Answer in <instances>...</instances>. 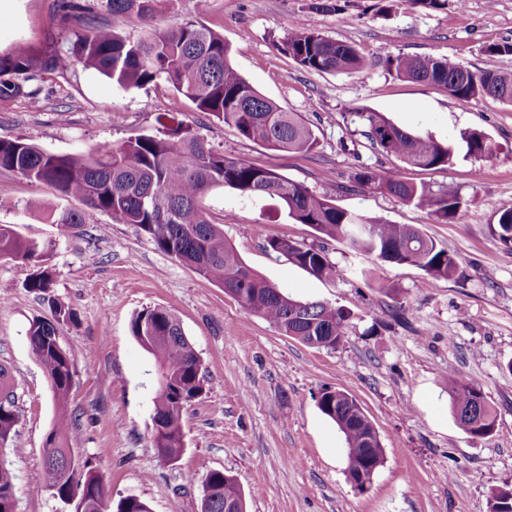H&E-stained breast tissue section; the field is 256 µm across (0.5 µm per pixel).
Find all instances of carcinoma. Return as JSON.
<instances>
[{
    "label": "carcinoma",
    "mask_w": 512,
    "mask_h": 512,
    "mask_svg": "<svg viewBox=\"0 0 512 512\" xmlns=\"http://www.w3.org/2000/svg\"><path fill=\"white\" fill-rule=\"evenodd\" d=\"M160 0H59L63 22L79 24L71 47L49 48L34 54L25 44L0 58V72L16 80L0 82V97L25 94L36 100L30 86L48 74L65 75L78 61L123 88L163 81L174 91L170 109L160 114L162 130L118 144L99 146L84 155H62L40 149L22 139H0V169L31 182L52 186L60 194L79 200L92 211L134 225L165 254L193 268L202 278L223 288L246 310L263 317L282 334L303 343L316 341L334 349L350 328L351 313L328 302L298 301L258 275L224 238V225L213 223L203 200L214 188H230L248 199L273 201L277 211L295 224L308 225L324 240L343 244L352 252L371 255L381 262L408 264L435 279H448L459 267L456 257L441 248L421 228L387 224L336 207L306 186L273 169L256 166L208 147L179 120L183 102L216 118L241 136L273 150L308 152L316 136L300 115L288 112L260 94L231 65L230 48L218 33L186 22L130 39L95 22L96 14H132L148 26ZM282 50L301 68L313 72L353 74L382 65L401 79L445 86L458 99L491 96L512 103V70L475 73L448 58L432 56H380L368 62L351 45L331 40L298 26L282 42ZM362 135L371 149L421 169L452 163L450 145L431 136L411 133L380 112L357 110ZM467 155L490 153L487 136L471 131L462 136ZM354 183L385 191L403 204L426 210L439 224L455 217L462 204L453 186L433 190L403 176V170L378 172L366 163L354 166ZM56 236L43 243L20 237L9 224H0V259L32 268L25 286L47 305L51 319H35L28 330L30 348L51 383L55 422L47 437L54 458L45 463L47 489L61 499L95 504L105 484L102 477L76 457L70 443L76 434V415L70 408L75 365L72 353L59 343L58 325L74 319L73 309L56 297L54 277L44 266L59 242L80 232L85 213L64 210L55 217ZM495 239L512 243V207L501 210L492 230ZM268 249L284 256L319 279L336 278V267L325 247L268 241ZM137 342L154 359L157 389L153 401L151 444L167 454L183 448L182 416L185 407L205 391L201 361L176 317L163 307H149L132 320ZM0 447L16 433L22 416L8 369L0 365ZM448 395L458 425L473 436L494 431L495 417L482 386L448 375ZM320 411L344 435L348 466L365 475L377 469L383 453H368L374 425L351 395L326 390L318 399ZM201 498L207 512H245V497L234 479L212 471L202 482ZM13 475L0 462V512H14Z\"/></svg>",
    "instance_id": "carcinoma-1"
}]
</instances>
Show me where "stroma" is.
I'll use <instances>...</instances> for the list:
<instances>
[{"label":"stroma","instance_id":"obj_1","mask_svg":"<svg viewBox=\"0 0 512 512\" xmlns=\"http://www.w3.org/2000/svg\"><path fill=\"white\" fill-rule=\"evenodd\" d=\"M167 0L156 18L223 36L230 61L256 90L311 125L317 144L288 153L244 139L184 103L181 120L217 151L277 170L336 206L390 224L421 227L454 254L452 278L382 263L330 243L336 266L321 280L267 248L269 239L316 240L268 200L230 189L204 200L212 222L255 272L290 297L349 310L352 327L333 350L281 334L245 310L223 288L159 251L133 225L93 212L83 233L61 241L49 257L55 292L76 312L59 338L74 356L70 406L76 454L103 478L112 501L135 496L152 512H199L201 481L218 470L234 477L246 512H489L492 490L512 487V245L491 228L512 206V104L488 96L451 97L446 88L402 80L377 66L378 56L450 58L479 73L512 70V55L486 48L512 42V0H467L426 10L401 0L378 15L377 0ZM301 26L353 45L371 65L354 74L309 72L279 45ZM73 34L58 0H16L0 13V56L16 42L33 52L67 49ZM173 96L164 82L124 89L75 64L65 77L45 76L36 100L0 99V139L20 138L57 154H84L105 144L155 134ZM383 113L395 124L450 144L440 170L405 169L432 189L451 185L464 204L436 223L427 211L350 182L356 162L387 170L394 157L375 153L354 108ZM477 130L493 152L467 156L464 133ZM79 200L0 169V224L24 238L54 237L52 216ZM29 270L0 259V364L21 397L23 415L9 448L15 512H74L46 487L44 448L54 420L50 384L31 353L28 329L49 317L25 286ZM160 306L179 320L198 352L205 391L183 414L185 447L173 462L150 442L155 367L131 333L133 317ZM480 383L496 415L492 434L465 433L448 397V377ZM353 396L371 419L383 463L367 491L348 480L344 437L318 407L324 389Z\"/></svg>","mask_w":512,"mask_h":512}]
</instances>
